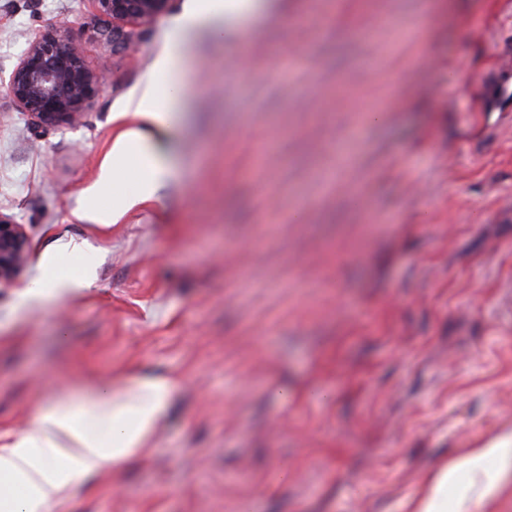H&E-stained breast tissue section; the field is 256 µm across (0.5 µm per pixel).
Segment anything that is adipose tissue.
Here are the masks:
<instances>
[{"label": "adipose tissue", "mask_w": 512, "mask_h": 512, "mask_svg": "<svg viewBox=\"0 0 512 512\" xmlns=\"http://www.w3.org/2000/svg\"><path fill=\"white\" fill-rule=\"evenodd\" d=\"M261 8L260 0H182L163 31L160 50L119 114L122 126L97 181L71 211L74 220L108 225L132 208L165 206L174 166L162 137L175 113L184 108L188 38L202 30L220 35L222 23ZM127 171L136 175L135 192L112 196L115 180ZM175 385V379L166 376H141L124 390L94 387L79 402L60 401L41 412L19 439L1 441L0 476L22 490L9 501V512H43L75 479L145 452ZM492 458L512 465L511 435L471 449L464 459L470 469L483 473L491 488L499 480L498 473L487 468Z\"/></svg>", "instance_id": "ef3b65f1"}]
</instances>
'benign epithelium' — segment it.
<instances>
[{
	"label": "benign epithelium",
	"instance_id": "7a95c632",
	"mask_svg": "<svg viewBox=\"0 0 512 512\" xmlns=\"http://www.w3.org/2000/svg\"><path fill=\"white\" fill-rule=\"evenodd\" d=\"M106 26L98 30L112 52L134 48L141 32L170 9L171 0H89ZM106 84L103 73L87 63L86 47L66 25L34 30L24 53L0 76V88L12 106L29 117L39 133L78 125ZM29 242L21 225L0 214V285L11 283L27 262Z\"/></svg>",
	"mask_w": 512,
	"mask_h": 512
}]
</instances>
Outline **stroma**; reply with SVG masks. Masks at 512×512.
Masks as SVG:
<instances>
[{"instance_id": "stroma-1", "label": "stroma", "mask_w": 512, "mask_h": 512, "mask_svg": "<svg viewBox=\"0 0 512 512\" xmlns=\"http://www.w3.org/2000/svg\"><path fill=\"white\" fill-rule=\"evenodd\" d=\"M318 5L337 20L315 35L295 31L309 0H267L194 40L165 210L99 226L70 211L158 28L116 54L82 0H0V69L66 19L107 76L77 127L41 137L0 94V212L30 242L0 287V435L92 383L177 380L148 455L45 512H403L434 471L512 434V0ZM376 14L429 23L364 43ZM242 52L248 71L228 74ZM77 251L92 287L34 298L43 255ZM457 481L448 512H512L511 469L492 490Z\"/></svg>"}]
</instances>
